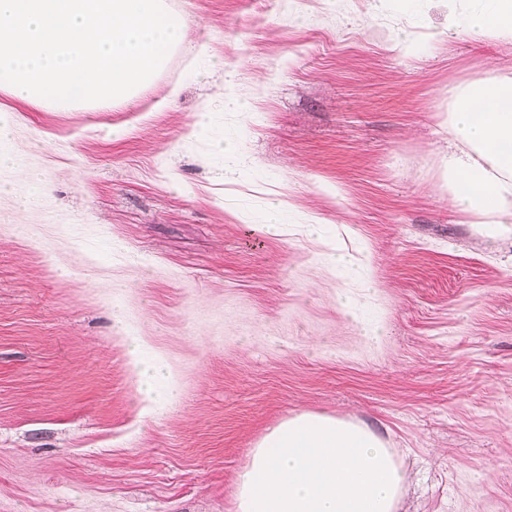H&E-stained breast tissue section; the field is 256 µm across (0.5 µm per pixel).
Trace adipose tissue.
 I'll return each mask as SVG.
<instances>
[{"label": "adipose tissue", "instance_id": "1", "mask_svg": "<svg viewBox=\"0 0 512 512\" xmlns=\"http://www.w3.org/2000/svg\"><path fill=\"white\" fill-rule=\"evenodd\" d=\"M449 33L512 44V0H448ZM442 122L454 148L440 187L455 210L489 239L512 240V71L492 64L448 89ZM138 392L176 397L163 357L131 344ZM409 474L380 433L354 420L301 412L261 436L239 475L234 512H396Z\"/></svg>", "mask_w": 512, "mask_h": 512}]
</instances>
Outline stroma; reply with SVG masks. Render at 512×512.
<instances>
[{"mask_svg": "<svg viewBox=\"0 0 512 512\" xmlns=\"http://www.w3.org/2000/svg\"><path fill=\"white\" fill-rule=\"evenodd\" d=\"M169 4L189 45L131 104L0 93V512H232L254 442L303 411L402 450L397 512H512V244L449 208L438 127L449 85L512 46L449 36L443 0ZM272 199L290 234L262 229ZM135 340L180 381L151 414Z\"/></svg>", "mask_w": 512, "mask_h": 512, "instance_id": "obj_1", "label": "stroma"}]
</instances>
